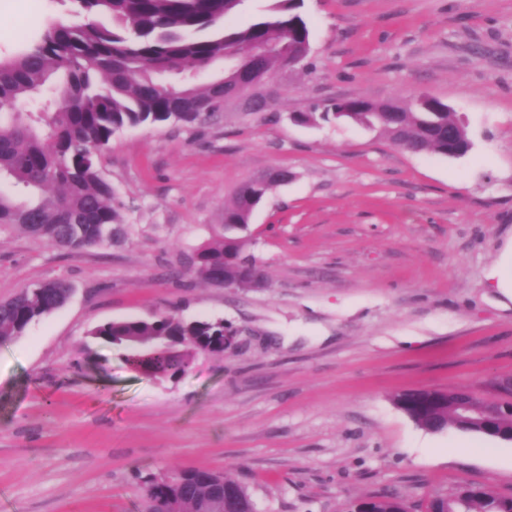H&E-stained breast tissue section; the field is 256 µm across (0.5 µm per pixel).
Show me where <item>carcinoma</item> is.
<instances>
[{"mask_svg": "<svg viewBox=\"0 0 512 512\" xmlns=\"http://www.w3.org/2000/svg\"><path fill=\"white\" fill-rule=\"evenodd\" d=\"M80 24L48 21L17 54L0 58V226L18 225L29 235L70 251L101 246L126 235L122 204L99 169L101 151L125 127L176 123L194 125L221 116L224 84L255 68L269 75L288 69L310 48L311 32L299 12L303 0H273L269 12L246 27L224 21L245 0H69ZM211 69L204 85L186 77ZM37 102L36 111L24 105ZM300 124L351 121L378 129L406 151L450 157L454 144L469 140L465 125L444 102L418 96L411 102L337 100L316 112H299ZM278 182L242 183L224 207V236L201 248L206 268L192 262L202 280L248 287L246 267L261 276L249 252V221ZM70 288L47 280L0 301V344L23 334L34 320L66 304ZM91 335L123 348L146 345L123 361L154 377L185 373L200 351L224 352V321L187 322L163 313L150 320L112 321ZM395 405L429 431L454 427L471 432L437 393L408 391ZM509 403L493 418L502 438L512 433ZM236 490L227 512H255L247 487L228 477ZM469 512H512V496L483 493L462 485ZM172 499L180 512H207L214 499L207 470L188 469L174 487L144 481V512H157ZM370 512H415L395 493L364 499Z\"/></svg>", "mask_w": 512, "mask_h": 512, "instance_id": "obj_1", "label": "carcinoma"}]
</instances>
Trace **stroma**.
I'll use <instances>...</instances> for the list:
<instances>
[{
  "mask_svg": "<svg viewBox=\"0 0 512 512\" xmlns=\"http://www.w3.org/2000/svg\"><path fill=\"white\" fill-rule=\"evenodd\" d=\"M306 69L282 71L281 118L117 131L100 170L124 241L69 251L0 227V300L61 279L73 293L0 345V512H141L147 475L191 468L245 484L257 512H353L392 490L415 505L463 484L512 495V442L419 427L415 388L495 401L512 375V0H303ZM68 0H0V56ZM426 93L467 127L458 158L346 122L290 114ZM294 178L251 217L261 285L198 279L234 190ZM168 312L223 320L237 347L176 378L126 365L98 325Z\"/></svg>",
  "mask_w": 512,
  "mask_h": 512,
  "instance_id": "obj_1",
  "label": "stroma"
}]
</instances>
